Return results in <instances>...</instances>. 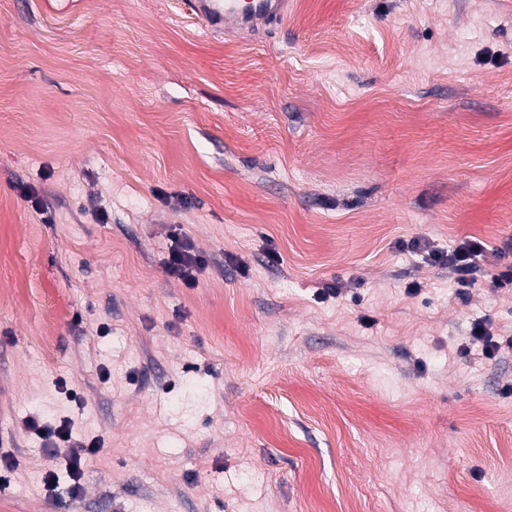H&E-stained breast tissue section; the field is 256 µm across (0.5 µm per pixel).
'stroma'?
<instances>
[{
	"mask_svg": "<svg viewBox=\"0 0 512 512\" xmlns=\"http://www.w3.org/2000/svg\"><path fill=\"white\" fill-rule=\"evenodd\" d=\"M510 265L512 0H0V512H512ZM289 0H191L190 10L210 30L253 31L259 25L278 27L288 17ZM199 265H201V259L195 253L192 244L179 240L176 234H173L172 245L166 262L168 272L181 279L187 287L191 288L196 283L192 272ZM483 249V245L477 239L466 238L461 241L453 251L448 253V258L443 254L433 253L437 261L448 262V269L459 275L458 283L462 287L472 288L477 284V279L467 277L471 274L473 267V256H478ZM470 341L480 347L486 358H495L501 349L500 343L494 339L491 324L485 321H475L470 327ZM26 426L42 439L46 447L44 450L50 458L57 459L60 448H67L66 454L60 457L61 465H64L68 479L72 481V493L79 495L82 492L80 480L84 463L88 457L101 449L100 439L94 437L90 441L77 440L73 436L71 423L66 419L61 420L57 426L41 425L39 418L31 416L26 420Z\"/></svg>",
	"mask_w": 512,
	"mask_h": 512,
	"instance_id": "1",
	"label": "stroma"
}]
</instances>
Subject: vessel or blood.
Instances as JSON below:
<instances>
[{"instance_id":"1","label":"vessel or blood","mask_w":512,"mask_h":512,"mask_svg":"<svg viewBox=\"0 0 512 512\" xmlns=\"http://www.w3.org/2000/svg\"><path fill=\"white\" fill-rule=\"evenodd\" d=\"M289 0H190V10L210 30L230 32L278 27L288 16Z\"/></svg>"}]
</instances>
